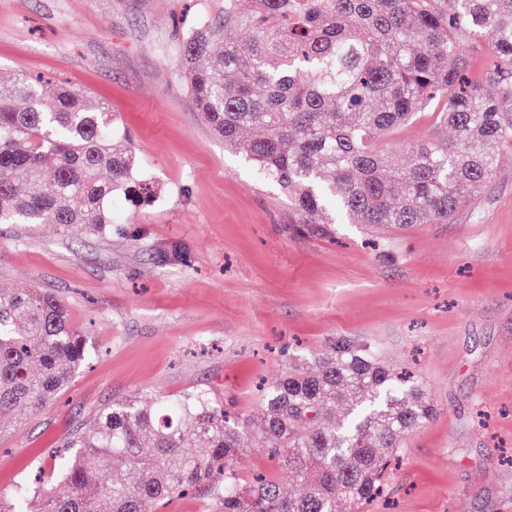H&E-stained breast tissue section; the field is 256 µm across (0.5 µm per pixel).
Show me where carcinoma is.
Instances as JSON below:
<instances>
[{"mask_svg": "<svg viewBox=\"0 0 512 512\" xmlns=\"http://www.w3.org/2000/svg\"><path fill=\"white\" fill-rule=\"evenodd\" d=\"M485 47L495 61L476 79L471 53ZM181 63L212 134L291 191L313 235L353 219L391 233L446 224L512 141V0H253L248 16L224 0V15L183 39ZM491 84L502 97L486 94ZM426 111L436 120L407 156L382 147ZM114 125L66 82H1L0 224L102 234L115 196L152 197ZM91 355L60 300L0 288V435L11 430L4 416L44 408ZM260 400L269 455L294 494L270 474L240 472L249 421L193 387L101 407L64 445L60 480L36 486L42 512H99V497L109 512H142L201 489L218 512H361L384 491L387 454L436 415L421 381L347 342L292 355ZM0 512H29L28 496L0 498Z\"/></svg>", "mask_w": 512, "mask_h": 512, "instance_id": "carcinoma-1", "label": "carcinoma"}]
</instances>
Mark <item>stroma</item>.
<instances>
[{
  "label": "stroma",
  "instance_id": "stroma-1",
  "mask_svg": "<svg viewBox=\"0 0 512 512\" xmlns=\"http://www.w3.org/2000/svg\"><path fill=\"white\" fill-rule=\"evenodd\" d=\"M224 0H0V80L87 91L116 117L157 194L113 205L112 228L0 225V286L67 307L96 353L0 436V494L51 480L67 437L132 394L209 389L252 421L240 469H272L256 385L289 353L339 341L415 367L438 409L404 439L365 512H512V142L481 197L447 224L298 232L287 197L200 120L178 63ZM182 251L173 258L171 247Z\"/></svg>",
  "mask_w": 512,
  "mask_h": 512
}]
</instances>
